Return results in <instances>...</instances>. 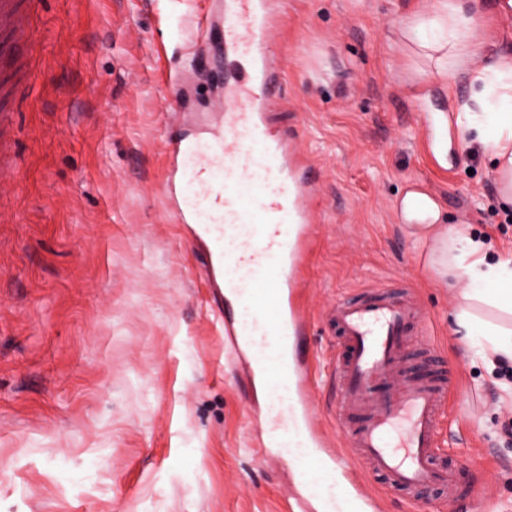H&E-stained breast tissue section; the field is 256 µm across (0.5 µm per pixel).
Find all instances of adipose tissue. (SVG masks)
Wrapping results in <instances>:
<instances>
[{
    "label": "adipose tissue",
    "instance_id": "1",
    "mask_svg": "<svg viewBox=\"0 0 512 512\" xmlns=\"http://www.w3.org/2000/svg\"><path fill=\"white\" fill-rule=\"evenodd\" d=\"M482 14L476 0H428L400 29L404 45L426 59L430 76L465 77L468 93L454 114L459 137L482 146L496 177L500 202L512 207V54L489 56L477 38ZM402 217L426 248L440 283L461 290L456 321L476 339L475 355L512 360V256L490 260V246L467 228L445 224L438 203L421 191L405 194Z\"/></svg>",
    "mask_w": 512,
    "mask_h": 512
}]
</instances>
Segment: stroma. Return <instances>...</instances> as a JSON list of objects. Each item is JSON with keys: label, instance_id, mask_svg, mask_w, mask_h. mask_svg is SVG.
I'll return each instance as SVG.
<instances>
[{"label": "stroma", "instance_id": "obj_1", "mask_svg": "<svg viewBox=\"0 0 512 512\" xmlns=\"http://www.w3.org/2000/svg\"><path fill=\"white\" fill-rule=\"evenodd\" d=\"M36 90L16 82L0 139V512H295L294 471L259 445L264 412L224 343L206 251L164 192L165 144L205 135L224 105L206 28L214 0H38ZM480 0L489 53L512 51V15ZM283 71L269 118L311 170L315 233L298 300L316 430L349 455L331 412L340 298L410 285L428 335L458 371L441 423L462 489L411 503L373 478L378 512H512V361L494 369L455 331L441 287L395 210L409 186L448 225L512 255V222L484 152L444 122L465 82L424 83L399 40L424 0H274ZM478 497H470L469 487Z\"/></svg>", "mask_w": 512, "mask_h": 512}]
</instances>
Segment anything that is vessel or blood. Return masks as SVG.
<instances>
[{
  "label": "vessel or blood",
  "mask_w": 512,
  "mask_h": 512,
  "mask_svg": "<svg viewBox=\"0 0 512 512\" xmlns=\"http://www.w3.org/2000/svg\"><path fill=\"white\" fill-rule=\"evenodd\" d=\"M0 24L11 48L32 38L13 0H0ZM270 32L264 0H231L224 45L242 74L228 89L218 131L202 143L171 145L165 185L178 222L197 225L210 250V279L229 305L224 334L249 352V371L265 392L263 445L289 458L300 486L319 487L314 512H370L357 490L362 473L411 495L455 490L441 441L452 383L413 375L405 360L408 337L429 323L414 298L378 288L330 309L336 428L352 457L324 454L314 435L296 353L304 321L297 290L312 239L310 189L287 138L268 134L267 109L280 84L262 49Z\"/></svg>",
  "instance_id": "vessel-or-blood-1"
}]
</instances>
